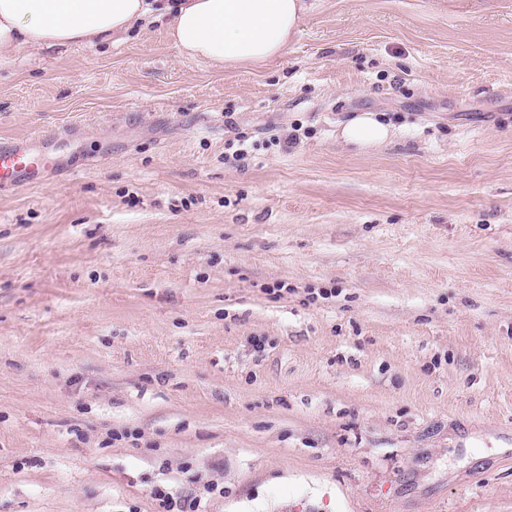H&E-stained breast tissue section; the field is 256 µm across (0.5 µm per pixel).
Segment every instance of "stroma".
I'll return each instance as SVG.
<instances>
[{"instance_id":"35a3bbf8","label":"stroma","mask_w":512,"mask_h":512,"mask_svg":"<svg viewBox=\"0 0 512 512\" xmlns=\"http://www.w3.org/2000/svg\"><path fill=\"white\" fill-rule=\"evenodd\" d=\"M20 138L0 512H512V0H314L254 68L29 49ZM391 137V127L380 121L374 112H359L342 125L339 134L344 144L359 150L379 147ZM53 163L50 150L35 152L23 142L0 146V187L26 185L31 175ZM154 496L164 503L166 512H204L201 510V500L197 497L179 496L174 498L162 488L154 490Z\"/></svg>"}]
</instances>
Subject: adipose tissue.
Wrapping results in <instances>:
<instances>
[{
  "mask_svg": "<svg viewBox=\"0 0 512 512\" xmlns=\"http://www.w3.org/2000/svg\"><path fill=\"white\" fill-rule=\"evenodd\" d=\"M311 0H0V65L28 47L94 46L163 22L178 55L215 70L262 65L285 56ZM392 136L376 113L345 122L339 137L357 149Z\"/></svg>",
  "mask_w": 512,
  "mask_h": 512,
  "instance_id": "ef3b65f1",
  "label": "adipose tissue"
}]
</instances>
